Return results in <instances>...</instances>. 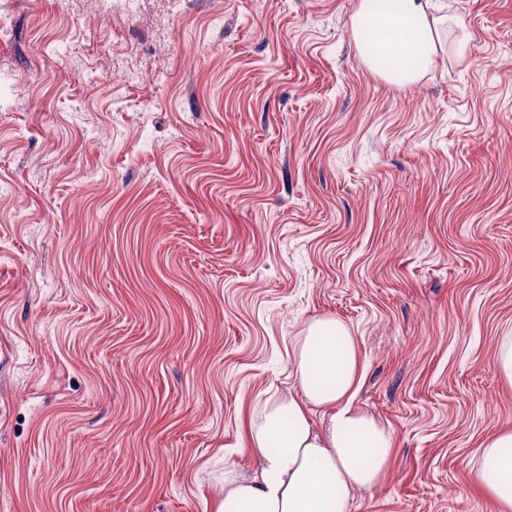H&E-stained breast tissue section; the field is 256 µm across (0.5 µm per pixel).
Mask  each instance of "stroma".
Returning <instances> with one entry per match:
<instances>
[{"instance_id":"1","label":"stroma","mask_w":512,"mask_h":512,"mask_svg":"<svg viewBox=\"0 0 512 512\" xmlns=\"http://www.w3.org/2000/svg\"><path fill=\"white\" fill-rule=\"evenodd\" d=\"M358 4L0 0V512H216L317 319L395 436L351 512H495L512 0H448L466 55L409 86L361 58ZM127 45L143 83L87 94Z\"/></svg>"}]
</instances>
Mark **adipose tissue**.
Returning a JSON list of instances; mask_svg holds the SVG:
<instances>
[{"label": "adipose tissue", "mask_w": 512, "mask_h": 512, "mask_svg": "<svg viewBox=\"0 0 512 512\" xmlns=\"http://www.w3.org/2000/svg\"><path fill=\"white\" fill-rule=\"evenodd\" d=\"M453 22L443 0H360L352 19L356 47L369 68L390 83L413 84L439 52L464 55L468 36L441 40ZM298 391L264 400L252 418L248 448L260 457L253 476L224 475L218 512H350L353 493L384 476L394 433L352 407L359 369L354 336L338 321L318 320L292 344ZM325 409L323 429L311 421ZM478 473L497 512H512V430L482 445Z\"/></svg>", "instance_id": "1"}]
</instances>
